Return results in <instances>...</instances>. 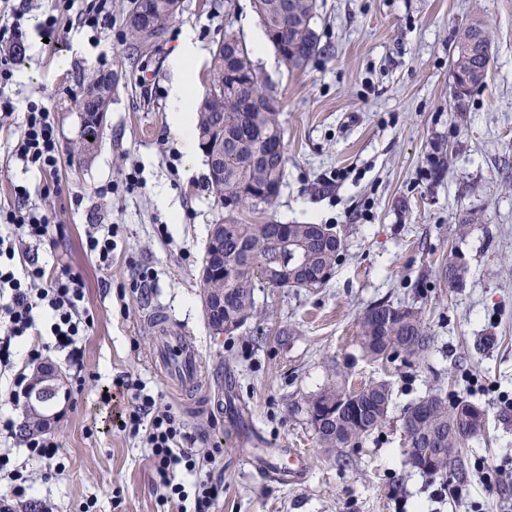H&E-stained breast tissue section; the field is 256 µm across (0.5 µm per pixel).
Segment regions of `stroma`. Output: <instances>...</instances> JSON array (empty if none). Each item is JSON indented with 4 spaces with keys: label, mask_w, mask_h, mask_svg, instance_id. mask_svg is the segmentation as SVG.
I'll use <instances>...</instances> for the list:
<instances>
[{
    "label": "stroma",
    "mask_w": 512,
    "mask_h": 512,
    "mask_svg": "<svg viewBox=\"0 0 512 512\" xmlns=\"http://www.w3.org/2000/svg\"><path fill=\"white\" fill-rule=\"evenodd\" d=\"M128 4L112 0V29L96 41L72 11L44 38L48 0H10L25 10L28 39L5 88L15 112L0 116V209L14 205L21 184L53 224L45 242L16 250L13 265L31 257L49 277L79 276L94 315L84 383L58 405L51 430L64 470L0 435V452L31 474L33 498L49 500L52 512H177L159 503L147 449L103 404L125 371L162 392L198 447L220 449L206 465L224 483L214 512H512V0H318L323 51L305 69L288 70L269 44L253 55L280 102L284 180L270 208L239 217L326 224L343 251L325 286L256 289L254 314L231 336L210 329L198 278L209 229L228 214L203 151L186 155L169 132L168 60L191 28L203 51L187 95L197 108L225 31L251 48L263 28L253 0H183L140 54L125 38ZM475 18L490 29L491 59L484 85L459 100L452 50ZM99 70L120 81L95 151L81 160L72 154L84 124L78 102ZM30 101L56 114L57 176L14 156ZM133 170L136 186L125 180ZM107 184L111 194L96 195ZM162 194L170 208L158 205ZM93 232L112 237L108 269L87 248ZM451 264L465 269L457 288L442 275ZM146 271L148 287L136 294ZM381 301L421 314L430 337L423 352L363 355L360 321ZM154 304L200 348L198 393L179 394L148 364L154 337L144 316ZM222 373L247 409L240 434L228 433V414L215 408ZM372 382L390 388L386 423L350 447L323 448L309 401L331 384ZM437 390L486 411L483 431L463 442L458 468L444 476L406 464L402 428L404 410ZM280 448L304 453L298 484L261 479L244 459Z\"/></svg>",
    "instance_id": "35a3bbf8"
}]
</instances>
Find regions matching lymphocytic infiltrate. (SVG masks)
I'll return each mask as SVG.
<instances>
[{
	"label": "lymphocytic infiltrate",
	"instance_id": "lymphocytic-infiltrate-1",
	"mask_svg": "<svg viewBox=\"0 0 512 512\" xmlns=\"http://www.w3.org/2000/svg\"><path fill=\"white\" fill-rule=\"evenodd\" d=\"M77 9L81 26L101 34L112 28V0H82L74 7L72 0H54L41 27L53 33L58 11ZM17 156L27 165L57 175L61 160L55 115L45 104L31 101L26 106L24 130L15 145ZM16 205L7 210L5 224L19 238L44 240L50 220L46 214L27 204V191L16 187ZM10 290V300L0 303V370L12 369V348L29 336L35 326L33 310L45 307L51 319L52 342L30 346L28 362H35L44 353H64L74 380H81L83 371L82 339L94 323V317L83 306L84 284L79 276L65 274L48 279L46 271L29 263L24 278H17L12 269L0 265V291ZM161 395L148 388L138 376L121 372L112 381V389L103 396L104 404H115L116 422L122 432L140 438L149 450L154 484L163 502L175 505L179 512H212L224 489L222 480L201 477L202 461L212 460L213 451L199 452L185 422L172 409L160 406ZM196 476L193 489H186L182 475ZM0 481L7 482L9 495L0 497V512H15L30 501V481L23 467L16 465L9 454L0 453Z\"/></svg>",
	"mask_w": 512,
	"mask_h": 512
}]
</instances>
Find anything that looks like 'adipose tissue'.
Segmentation results:
<instances>
[{
	"label": "adipose tissue",
	"mask_w": 512,
	"mask_h": 512,
	"mask_svg": "<svg viewBox=\"0 0 512 512\" xmlns=\"http://www.w3.org/2000/svg\"><path fill=\"white\" fill-rule=\"evenodd\" d=\"M201 57V49L191 30H184L179 44L170 58L175 75L170 85L169 125L174 136L187 152L195 150L194 117L186 105L187 88L193 77L194 66Z\"/></svg>",
	"instance_id": "obj_1"
}]
</instances>
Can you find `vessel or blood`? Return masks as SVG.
I'll use <instances>...</instances> for the list:
<instances>
[{
    "label": "vessel or blood",
    "mask_w": 512,
    "mask_h": 512,
    "mask_svg": "<svg viewBox=\"0 0 512 512\" xmlns=\"http://www.w3.org/2000/svg\"><path fill=\"white\" fill-rule=\"evenodd\" d=\"M146 321L155 336L152 365L178 391L193 393L201 371L199 350L165 308L150 309ZM253 469L258 475L287 484L301 480L306 464L301 451L285 448L281 453L254 460Z\"/></svg>",
    "instance_id": "b4317fda"
}]
</instances>
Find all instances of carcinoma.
I'll return each mask as SVG.
<instances>
[{
  "label": "carcinoma",
  "instance_id": "obj_1",
  "mask_svg": "<svg viewBox=\"0 0 512 512\" xmlns=\"http://www.w3.org/2000/svg\"><path fill=\"white\" fill-rule=\"evenodd\" d=\"M166 0H130L126 14V38L138 47H146L136 23L135 15H144L153 25V32H163L170 13ZM263 10L261 21L265 35L290 70L305 68L323 48L315 29L317 0H257ZM226 40L216 43L212 51L209 88L197 108L196 126L200 145H205L210 129L220 125L214 133L211 148L224 151L222 177L211 179L214 193L219 199H231L235 211L262 212L271 206L280 194L284 178V156L273 155L260 164L249 163L252 154L283 145L284 133L278 113L269 110L275 97L268 93L255 67L246 43H241L238 59L233 66L225 64ZM490 46L483 21L474 20L463 32L452 58L453 78L466 75L470 80L468 92L480 88L488 70L487 48ZM101 70L89 78L80 99L81 110L93 111L94 97L114 92L116 83L105 78ZM99 126L84 120V138L77 146L79 155L89 157L98 136ZM292 240L306 241L302 261L306 271L313 274L319 269H335L342 249L341 238L331 240V246L312 239L313 224H246L233 220L224 229V265L238 268L233 278H224V320L249 318L254 310V292L257 288H317L323 281L277 272L278 264L286 254L280 252L278 231ZM427 327L418 312L380 302L364 313L360 323L359 344L362 352L373 359H387L395 354L416 355L427 347ZM330 396L336 401V429L325 426L317 433L320 444L333 450L347 448L371 432L381 428L387 420L391 392L384 382L365 385L358 390L329 385L309 403L314 408L321 398ZM485 416L478 404L457 400L448 403L442 393L430 394L411 404L404 411L402 425L405 434L417 442L413 448H447L448 454L433 460V465L419 472L436 475L455 466L464 438L455 427L476 423Z\"/></svg>",
  "mask_w": 512,
  "mask_h": 512
}]
</instances>
